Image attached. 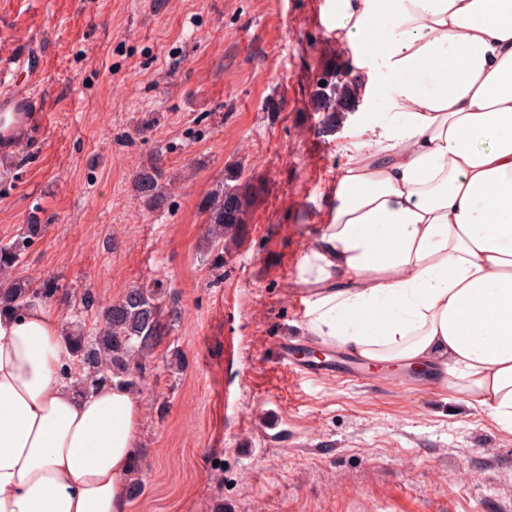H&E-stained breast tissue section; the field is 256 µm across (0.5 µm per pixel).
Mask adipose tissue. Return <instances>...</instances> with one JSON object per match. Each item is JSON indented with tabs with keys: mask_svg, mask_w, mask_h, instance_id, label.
Listing matches in <instances>:
<instances>
[{
	"mask_svg": "<svg viewBox=\"0 0 512 512\" xmlns=\"http://www.w3.org/2000/svg\"><path fill=\"white\" fill-rule=\"evenodd\" d=\"M328 30L364 92L385 72L391 118L361 127L303 257L308 331L440 369L512 435V0H336ZM75 372L46 304L0 317V512H128L142 400Z\"/></svg>",
	"mask_w": 512,
	"mask_h": 512,
	"instance_id": "obj_1",
	"label": "adipose tissue"
}]
</instances>
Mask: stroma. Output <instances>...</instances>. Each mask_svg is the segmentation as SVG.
Instances as JSON below:
<instances>
[{"label":"stroma","instance_id":"stroma-1","mask_svg":"<svg viewBox=\"0 0 512 512\" xmlns=\"http://www.w3.org/2000/svg\"><path fill=\"white\" fill-rule=\"evenodd\" d=\"M334 16V0H0V43L44 58L38 123L0 175V245L46 227L16 275L58 279L52 307L88 332L86 288L178 311L147 364L128 512H512V436L441 373L377 366L369 387L277 362L283 338L322 348L302 256L345 145L389 114L380 74L334 124L314 110L325 71L353 68ZM152 166L160 206L135 188ZM224 182L249 204L215 271L202 205Z\"/></svg>","mask_w":512,"mask_h":512}]
</instances>
